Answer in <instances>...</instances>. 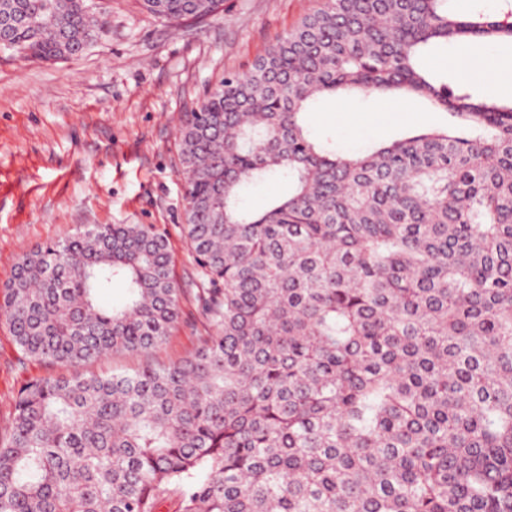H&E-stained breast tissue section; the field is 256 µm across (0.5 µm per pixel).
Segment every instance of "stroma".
<instances>
[{
	"instance_id": "obj_1",
	"label": "stroma",
	"mask_w": 512,
	"mask_h": 512,
	"mask_svg": "<svg viewBox=\"0 0 512 512\" xmlns=\"http://www.w3.org/2000/svg\"><path fill=\"white\" fill-rule=\"evenodd\" d=\"M317 0H224L223 13L181 25L139 0H92L105 26L80 56L58 62L0 48V285L19 257L86 224H153L168 235L182 319L152 361L175 362L204 330L195 298L198 267L180 226V116L226 74L246 71ZM307 121L350 154L404 138L452 116L420 104L384 112L370 100L317 108ZM23 358L0 320V435L26 380L61 375Z\"/></svg>"
}]
</instances>
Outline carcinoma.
Instances as JSON below:
<instances>
[{"label":"carcinoma","mask_w":512,"mask_h":512,"mask_svg":"<svg viewBox=\"0 0 512 512\" xmlns=\"http://www.w3.org/2000/svg\"><path fill=\"white\" fill-rule=\"evenodd\" d=\"M223 0H142L168 23ZM14 49L67 60L104 24L77 0H0ZM512 46V5L319 0L186 112L177 174L209 325L181 317L167 234L90 224L23 254L0 318L24 382L0 437V512H512V101L433 70L436 48ZM421 101L431 127L354 155L305 116ZM288 191L250 211L243 188ZM123 303L105 306L112 285ZM114 352L131 372L79 368Z\"/></svg>","instance_id":"cac0c4a2"}]
</instances>
